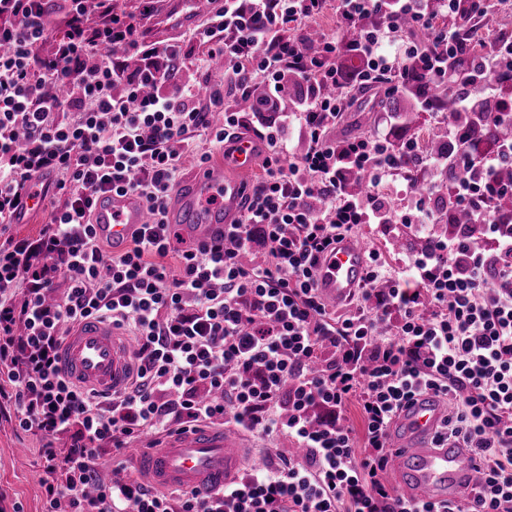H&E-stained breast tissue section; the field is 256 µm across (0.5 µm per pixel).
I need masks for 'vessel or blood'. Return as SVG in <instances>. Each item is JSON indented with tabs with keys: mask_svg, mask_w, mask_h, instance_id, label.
<instances>
[{
	"mask_svg": "<svg viewBox=\"0 0 512 512\" xmlns=\"http://www.w3.org/2000/svg\"><path fill=\"white\" fill-rule=\"evenodd\" d=\"M200 0H162L151 28L157 40H167L193 28L200 19ZM262 147L240 134L224 145V158L195 169L171 194L166 221L182 238L195 244L223 241L224 229L242 215L245 180ZM92 222L97 236L123 252L132 235L146 222L141 199L111 191L95 203ZM366 248L359 236L339 240L316 268L315 284L330 303L342 305L354 296L366 270ZM134 343L109 321L89 318L66 337L59 368L73 382L105 394L123 391L132 374ZM448 415L434 395L418 396L393 418L389 466L399 478L403 496L411 502L470 499L476 486V463L463 449L433 438ZM138 468L155 487L209 493L237 480L247 459L243 437L232 427L200 426L167 436L160 444L134 449Z\"/></svg>",
	"mask_w": 512,
	"mask_h": 512,
	"instance_id": "1",
	"label": "vessel or blood"
}]
</instances>
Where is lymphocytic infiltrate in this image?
I'll return each mask as SVG.
<instances>
[{
  "mask_svg": "<svg viewBox=\"0 0 512 512\" xmlns=\"http://www.w3.org/2000/svg\"><path fill=\"white\" fill-rule=\"evenodd\" d=\"M62 2L69 19L54 36L47 0H0V224L13 222L41 177L55 192L35 243L0 242V405L41 442L45 512L63 500L70 512H512V215L489 206L512 195L499 176L512 142L477 155L475 134L442 129L458 173L451 200L472 210L484 245L464 235L430 240L384 289L385 262L371 253L363 304L349 316L327 309L314 280L346 228L432 223L433 189L408 184L398 211L387 205V179L404 173L406 159L436 160L414 140L398 156L378 135L330 139L345 108L330 93L340 48L325 38L301 52L289 29L328 8L348 30L376 16L355 43L357 77L393 94L410 60L428 83L447 81L463 47L456 0H439L436 16L430 0H224L193 52L140 41L136 17L114 0ZM91 10L101 17L94 28L84 21ZM401 16L429 32L430 50L401 41ZM116 44L140 56L136 73L113 59ZM216 58L224 84L201 95L185 74ZM291 66L304 97L261 132L263 176L241 220L222 244L179 247L165 213L193 150L189 133L221 144L250 127L226 98L258 80L276 103ZM511 74L512 32H504L492 57L476 60L475 77L493 98L497 77ZM214 110L223 125L209 121ZM290 129L306 145L296 158ZM351 170L367 182L364 194L345 192ZM112 190L136 194L150 216L119 255L91 224L96 197ZM258 245L264 259L244 264ZM93 316L137 342L124 392L100 394L60 372L65 337ZM426 393L454 403L436 442L454 441L480 463L471 501L412 504L387 479L390 423ZM352 404L360 434L347 424ZM226 424L288 445L208 495L150 488L121 458L145 434ZM105 458L114 465L106 483Z\"/></svg>",
  "mask_w": 512,
  "mask_h": 512,
  "instance_id": "f902f5d3",
  "label": "lymphocytic infiltrate"
}]
</instances>
